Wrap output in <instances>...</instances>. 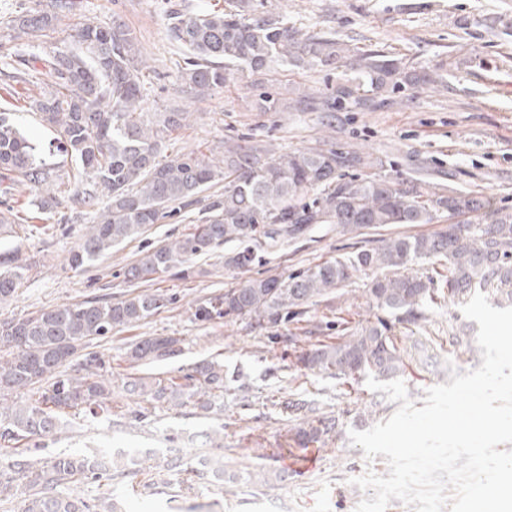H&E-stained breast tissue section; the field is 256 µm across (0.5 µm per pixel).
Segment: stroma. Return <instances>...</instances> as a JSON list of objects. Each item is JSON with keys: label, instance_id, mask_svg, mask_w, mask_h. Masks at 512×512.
<instances>
[{"label": "stroma", "instance_id": "stroma-1", "mask_svg": "<svg viewBox=\"0 0 512 512\" xmlns=\"http://www.w3.org/2000/svg\"><path fill=\"white\" fill-rule=\"evenodd\" d=\"M285 11L290 25L302 32L335 35L354 46L379 50L425 70L444 68L447 83L432 89L406 88L387 94L381 106L369 111L346 108L327 114L294 108L298 90L314 99L332 93L338 71L319 67L289 68L270 77L264 88L243 79L217 88L201 98L179 90L184 54L167 34L170 5L189 10L220 9L224 0H80L77 15L60 18L48 43L69 46L79 23L90 19L111 25L123 21L135 34L148 59L149 77L143 107L161 112L176 106L190 112L188 125L174 133L175 150L221 155L229 141L248 140L277 151H293L319 142L336 150H360L382 160L392 178L427 180L464 191H476L496 207L512 209V0H268ZM49 78L32 83L0 73V107L15 112L24 130L47 153V162L61 173L72 170L69 157L55 148L56 134L40 126L29 102L50 89ZM268 91L278 101L276 111L259 109L258 94ZM59 214L64 223L46 232L0 234V249L15 253L31 268L16 297L0 304V321L76 303L93 297L124 298L161 291L174 302L136 327L114 332L77 353L66 373H73L86 353L102 357L104 374L120 381L127 372L125 353L130 342L143 336H177L181 351L167 360L141 366L148 377H171L190 370L201 360L219 356L225 377L238 376L242 390L226 389L222 409L204 412L194 404L178 408L156 407L141 421L131 419L132 404L115 394L121 414L113 418L75 410L65 416L59 430L35 439L29 457L47 462L60 454L147 448L181 450L186 465L202 459H223L227 470L267 469L283 473L284 482L259 487L244 480L215 488L196 481L191 494L173 496L162 477L146 488L145 471L129 473L123 488L135 492L138 512H355L363 497L352 478L373 471H388L384 456L366 459L362 447L352 445L350 430L363 431L366 406L387 411L396 405L384 392L360 384L356 395L345 397L336 380L300 376L295 365L294 337L336 336L331 320L342 317L358 323L375 320L378 311L367 302L366 274H358L334 298L310 306L307 313L279 330L244 321H195L196 305L223 294L225 288L250 277L288 275L326 260L343 256L394 236H411L447 229V218L431 224L371 226L362 233L345 234L332 224L313 225L294 239L271 242L256 237L248 246L256 256L245 270L228 269L227 243L214 253L196 258L191 273L173 270L159 279L130 283L127 266L157 244L187 233L196 210L185 209L162 223L148 226L138 239L122 243L81 270L68 264L72 251L83 241L95 212L74 205L60 195ZM476 336L479 326L465 318L459 306L435 305L411 327L414 349L403 376L410 398L421 402L426 389L439 384L433 358L447 354L449 330ZM314 399L326 408L341 429L326 444L306 448L291 439L295 422L269 402L270 396ZM223 429V440L211 441L209 432Z\"/></svg>", "mask_w": 512, "mask_h": 512}]
</instances>
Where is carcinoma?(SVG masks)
Masks as SVG:
<instances>
[{"mask_svg":"<svg viewBox=\"0 0 512 512\" xmlns=\"http://www.w3.org/2000/svg\"><path fill=\"white\" fill-rule=\"evenodd\" d=\"M77 10L79 0H36L34 7L10 20L13 39L39 41L56 21ZM168 32L186 53L180 75L184 91L196 97L237 79L260 84L262 77L288 66L353 71L323 99L324 112L342 105L364 110L375 106V95L390 88L445 82L436 70L419 71L383 52L361 50L340 38L302 34L285 16L266 9L264 0H231L222 12H175ZM34 62L27 75L49 76L52 90L34 98L30 109L57 131L76 165L72 176L82 190L73 201L99 213L84 234L82 248L69 256L71 268L81 270L112 246L137 238L178 206H199L197 223L183 237L144 252L125 270L127 281H153L223 243H243L260 233L273 240L296 237L314 224H334L353 233L372 224H431L445 213L450 218L474 215L475 223H465L459 235L445 230L395 236L284 277L247 279L193 313L201 322L248 320L277 328L356 274L370 271L373 277L365 292L385 316L365 324L344 321L335 338L296 355L299 369L350 386L369 375H404L403 325L415 322L423 308L442 298L462 305L481 292L499 307L512 306V209H492L478 193L437 188L418 179L400 183L381 173L348 176V168L374 167L356 150L316 146L277 153L261 145L231 143L219 158L193 151L165 155L172 133L187 124L191 113L176 107L143 111L146 66L136 36L117 20L110 27L84 21L76 47L46 46ZM0 174L9 180L0 187L3 195L12 194L16 185L27 186L34 191L37 211L52 214L54 188L62 177L43 162L11 113L2 111ZM219 179L224 180V193L203 195ZM419 261L434 264L436 277L414 272ZM253 262L248 249L225 260L236 269ZM27 272L26 265L0 254L1 301L14 296ZM170 301L160 292L116 302L92 298L0 322V450L17 457V477L0 479V498L23 495V512H129L123 494L112 492L90 503L69 489L104 474L124 478L147 460L158 472L177 477L185 472L179 458L156 450L143 456L118 451L112 454L110 469L95 455L62 454L37 465L26 457L29 441L55 431L71 410L98 409L112 415V381L94 370L96 357L86 358L75 374L60 371L79 347L140 324ZM180 344L176 336L131 343L126 352L131 372L125 374L123 392L152 406L182 407L193 401L202 410L213 408L224 396V365L216 359L174 378L147 381L134 372L146 361L175 355ZM24 391L35 399L9 402ZM274 406L298 421L292 440L300 446L323 444L335 431V419L314 400H279ZM190 473L217 486L227 479L281 481L280 474L264 470L229 474L224 464L212 460L200 462Z\"/></svg>","mask_w":512,"mask_h":512,"instance_id":"1","label":"carcinoma"}]
</instances>
